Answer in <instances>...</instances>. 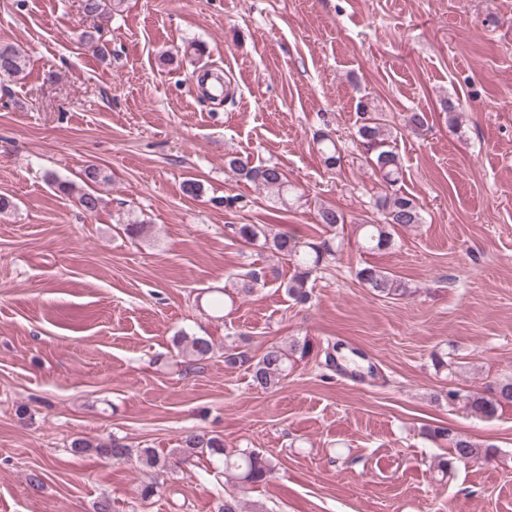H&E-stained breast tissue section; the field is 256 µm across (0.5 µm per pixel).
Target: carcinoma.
Returning <instances> with one entry per match:
<instances>
[{"mask_svg": "<svg viewBox=\"0 0 512 512\" xmlns=\"http://www.w3.org/2000/svg\"><path fill=\"white\" fill-rule=\"evenodd\" d=\"M24 66L25 59L21 50L12 44H0V76L17 78L22 75ZM357 134L369 154L374 170L378 172L386 188L390 189L379 203L381 219L357 225V231L361 234V248L373 252L388 250L395 244V227L423 223L421 207L414 198L395 189L400 180L402 165L393 146L396 140L394 130L381 122V119L373 118L365 112ZM315 143L319 146L326 166L330 169L336 167L341 153L332 136L319 132ZM228 166L244 178L262 186L282 204L288 203L291 186L287 175L279 167L253 166L249 158L237 156L228 160ZM318 216L325 236L307 243H301L286 233H275L268 224H229L227 228L243 243L258 245L278 258L292 263L294 272L280 287L285 289L290 299L304 303L310 296L309 283L312 276L336 258L337 230L345 224L343 214L332 206L321 207ZM357 277L378 297L394 299L409 293L405 282L374 266L359 269ZM176 343L179 353L194 362L207 360L213 353L211 341L203 336L190 338L182 335L177 338ZM310 351L309 341L298 338L286 346L269 345L259 354L233 342L224 346V364L231 368H245L250 375V386L257 391L266 392L279 386L295 363L307 357ZM445 399L450 404H460L475 417L493 419L499 410L512 406V375L498 380L488 395L471 391L463 394L459 390L450 389L445 394ZM425 435L436 444L449 442L453 458L464 464L481 459L487 462L496 455L494 447H485L466 435H453L445 427H429ZM71 451L76 455L93 452L115 461H126L134 456L145 466L155 469L159 475L172 469L171 461L160 457L153 449L134 450L117 438L108 443L96 444L76 439L71 442ZM179 452L184 456L205 453L218 458L223 466L225 482H231L241 490L267 482L275 474L277 467L273 456H266L255 450L228 452L224 448L223 439L206 432L190 433ZM215 512H244L243 501L235 493L226 490L224 495L218 497Z\"/></svg>", "mask_w": 512, "mask_h": 512, "instance_id": "cac0c4a2", "label": "carcinoma"}]
</instances>
